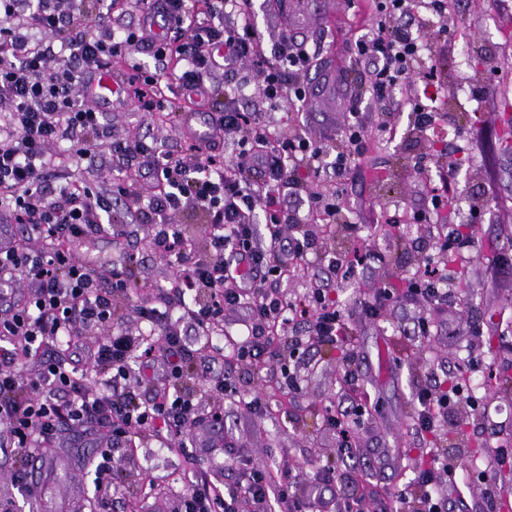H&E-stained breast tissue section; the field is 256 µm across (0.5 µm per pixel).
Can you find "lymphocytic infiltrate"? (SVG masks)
<instances>
[{
	"label": "lymphocytic infiltrate",
	"mask_w": 512,
	"mask_h": 512,
	"mask_svg": "<svg viewBox=\"0 0 512 512\" xmlns=\"http://www.w3.org/2000/svg\"><path fill=\"white\" fill-rule=\"evenodd\" d=\"M412 2L374 0L372 30L355 42L354 52L368 68V91L384 115L375 130L357 120L340 137L321 142L302 129L276 138L255 113L228 105L218 118L221 128L237 136V160L228 165L214 146L195 140L178 157L136 136L114 139L83 87L112 57L146 49L155 65L149 70L131 63L126 93L147 112L161 105L160 79L168 72H177L183 89L192 92L214 69L225 68L231 76L247 63L257 66L265 99L306 102L307 90L297 76L316 67L313 53L285 35L267 51L253 24L225 25L227 13L247 15L251 0H204L196 12L188 0H161L171 30L158 39L140 28L106 26L101 12L96 18L102 29L89 34L73 0H0V212L17 228L13 248L0 252V286L22 288L20 297L0 310V424L18 455L43 456L65 428L106 429L94 484L101 501L109 502L115 486L113 447L131 444L144 431L164 430L182 448L200 420L205 406L194 391L180 387L191 373L181 322L208 336L222 330L225 310L246 308L251 320L237 347L238 361L268 359L291 390L299 387L298 375L268 346L278 325H304V333L290 338L296 351L341 342L348 326L329 284H312L300 305L287 307L270 280L283 274L284 254L301 261L316 250L318 239L305 228L311 218L324 224L348 221L341 194L309 179L323 156L333 155L340 172L363 153L371 132L395 136V126L385 118L393 92L414 74L428 49L421 35L424 20ZM435 36L438 46L428 50L437 58L448 40L447 25ZM63 141L69 142L71 156L57 154ZM100 145L128 162L145 159L151 169L156 192L141 221L151 227L152 249L174 270L164 288L133 308L140 324L136 331L124 327L112 303L115 294L133 286L132 266L96 267L76 252L85 241L116 229L119 219L111 202L75 180L54 189L44 183L47 171L67 167L72 156L93 159ZM255 171L263 174L262 184H254ZM288 196L305 198L306 211L288 208ZM188 208L206 217L208 236L198 246L183 225L168 220ZM288 226L302 233L286 243L282 231ZM243 264L251 268L246 280L236 273ZM448 282L446 268L431 259L403 278V299L428 310L418 322L420 335L436 331L432 313L447 304ZM145 325L158 329L157 343L144 337ZM92 328L103 336L88 353L89 369L80 370L60 350ZM138 354L162 367L160 388L148 400L139 398L141 380L129 369ZM231 390L228 372L216 373L205 407L212 428H223L222 401ZM450 400L437 383L421 389L417 430L435 432L447 418ZM460 478L458 466L435 456L433 466L415 480L416 512H448L446 486ZM292 487L288 479L270 483L256 469L246 482L225 490H186L174 512H271L275 503L287 512H362L357 501L303 500Z\"/></svg>",
	"instance_id": "lymphocytic-infiltrate-1"
}]
</instances>
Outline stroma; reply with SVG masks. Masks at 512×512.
Segmentation results:
<instances>
[{
  "mask_svg": "<svg viewBox=\"0 0 512 512\" xmlns=\"http://www.w3.org/2000/svg\"><path fill=\"white\" fill-rule=\"evenodd\" d=\"M296 8L310 14L297 39L318 56L331 57L346 85L337 86L328 99L311 98L299 106L266 100L254 79L239 87L226 83L219 71L210 83L218 102L233 98L239 110L258 113L274 135L298 127L317 139L336 137L348 121L351 91L367 88L368 75L353 48L372 24L371 0H315L310 6L298 0ZM447 24L452 37L444 49L448 66L432 102L442 120L419 133L412 129L409 107H399L392 115L398 127L395 140L371 138L366 153L346 171L326 167L317 177L324 187L342 191L350 221L385 255L383 262L361 269L354 285L336 291L349 327L346 345L339 350L311 349L300 368L301 392L280 393L256 367L233 360L230 343L242 340L248 313L242 308L225 311V335L213 349L222 350L237 396L224 401L223 430L196 427L189 453L164 448L149 432L137 439L135 450L113 449L112 464L121 481L111 512H126L133 500L140 512H170L188 486L185 474H192L196 489L202 491L214 483L247 479L255 468L298 473V497H363L373 512H379L395 492L410 486L436 449L435 438L414 426L418 391L431 375L452 382L463 371L484 381L489 393L478 407L459 406L444 426L449 453L471 477L468 488L449 490L448 496L453 512H486L479 475L492 467L496 454H512V149L502 143V131L512 119V15L499 13L493 0H455ZM481 45L497 57L498 82H490L485 65L471 53ZM479 87L484 94L478 98L473 91ZM108 119L116 138L137 132L164 141L177 155L186 144L179 129L139 110L131 100L109 112ZM438 147L458 165L443 223H464L469 204L476 199L483 203L484 215L473 225L472 247L457 251L456 264L448 269L453 275L465 268L469 285L465 292L456 285L450 290L449 333L417 336L414 324L425 313L421 304L394 299L378 317L368 318L358 302L373 289L400 287L402 277L434 253L429 225L403 224L391 236L382 216L394 210L410 214L426 205L433 186L432 155ZM70 172L104 195L120 177L132 186V195L112 202L114 213L124 218L123 235L99 237L79 246L78 252L99 265L121 262L128 253L136 256L137 288L114 297L117 310L127 315L126 327L135 328L129 317L133 307L146 298L148 286L163 285L172 273L150 248L149 225L135 217L141 198L152 193L153 185L143 166L123 165L104 149L94 164H75ZM352 244L343 225L324 234L318 253L309 255L305 266L284 283L285 301L302 300L312 282L327 278L326 255ZM349 355L358 373L353 386L343 378V361ZM366 395L375 412L353 434L354 456L349 459L341 456L339 440L326 418ZM255 398L261 399L262 410H247L246 401ZM98 442L95 436L61 434L55 466L31 492L12 481L20 463L17 452L0 447V500L12 502L14 512H36L40 505L47 512H100L93 484ZM152 481L158 483V493L140 497L141 487Z\"/></svg>",
  "mask_w": 512,
  "mask_h": 512,
  "instance_id": "stroma-1",
  "label": "stroma"
}]
</instances>
